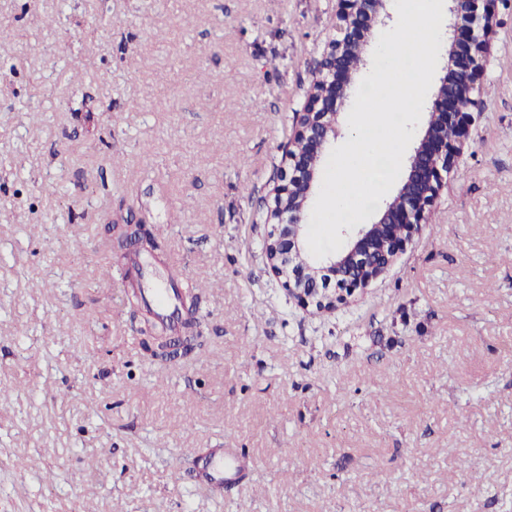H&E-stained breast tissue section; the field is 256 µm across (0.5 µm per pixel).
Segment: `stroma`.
<instances>
[{
  "instance_id": "35a3bbf8",
  "label": "stroma",
  "mask_w": 512,
  "mask_h": 512,
  "mask_svg": "<svg viewBox=\"0 0 512 512\" xmlns=\"http://www.w3.org/2000/svg\"><path fill=\"white\" fill-rule=\"evenodd\" d=\"M337 9L0 0L18 35L0 53V512L512 506V0L427 224L312 317L261 247ZM130 218L165 242L155 272L210 285L192 359L144 358L125 282L102 275ZM230 431L255 466L217 492L194 462Z\"/></svg>"
}]
</instances>
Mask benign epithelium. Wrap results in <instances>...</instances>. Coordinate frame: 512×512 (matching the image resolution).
I'll list each match as a JSON object with an SVG mask.
<instances>
[{
    "instance_id": "7a95c632",
    "label": "benign epithelium",
    "mask_w": 512,
    "mask_h": 512,
    "mask_svg": "<svg viewBox=\"0 0 512 512\" xmlns=\"http://www.w3.org/2000/svg\"><path fill=\"white\" fill-rule=\"evenodd\" d=\"M338 2L334 35L316 63L303 109L294 113V135L269 213L273 228L264 243L268 267L282 279L289 296L304 307L315 305L329 312L352 290L382 275L426 223L469 135L468 117L488 64L491 6L496 0H453L463 12L464 25L448 51L445 77L403 184L379 219L354 230L340 253L314 260L305 247L306 202L323 150L336 138L337 109L350 97L347 75L357 70L356 61L362 58L374 25L391 19L387 0ZM147 244L145 221L123 225L122 250L140 251Z\"/></svg>"
}]
</instances>
